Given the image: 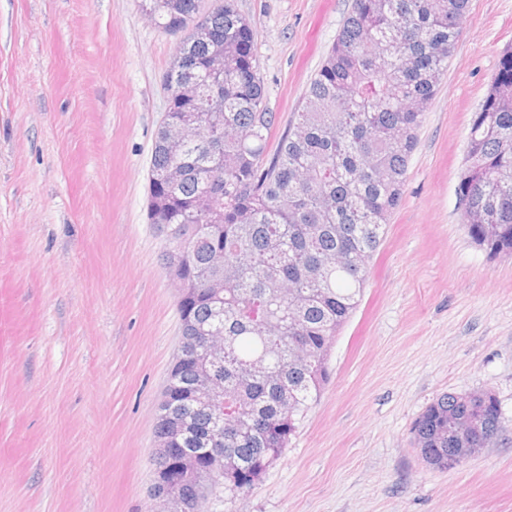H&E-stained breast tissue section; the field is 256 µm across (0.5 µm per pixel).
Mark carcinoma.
<instances>
[{"label":"carcinoma","mask_w":512,"mask_h":512,"mask_svg":"<svg viewBox=\"0 0 512 512\" xmlns=\"http://www.w3.org/2000/svg\"><path fill=\"white\" fill-rule=\"evenodd\" d=\"M469 0H352L336 41L311 80L294 121L267 154L275 115L253 53L254 23L234 0L203 15L202 0H139L156 25L184 33L180 65L166 73L168 124L197 113L203 127L183 152L163 129L152 147L148 215L163 260L194 289L177 302L180 331L224 337L211 367L215 400L193 398L197 365L174 362L158 413L184 419L180 449L198 473L181 476L187 501L231 503L287 447L329 380L328 359L357 309L368 265L398 208L423 115L462 35ZM224 69L211 75V52ZM204 193L208 212L196 210ZM457 196L480 245L496 228L495 256L512 257V47L472 113ZM509 430L490 393H447L414 424L423 460L459 465ZM153 476L178 473L177 450L157 418ZM224 450V463L210 449Z\"/></svg>","instance_id":"cac0c4a2"}]
</instances>
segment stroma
<instances>
[{"label":"stroma","instance_id":"35a3bbf8","mask_svg":"<svg viewBox=\"0 0 512 512\" xmlns=\"http://www.w3.org/2000/svg\"><path fill=\"white\" fill-rule=\"evenodd\" d=\"M235 6L286 128L351 0ZM462 27L331 381L235 512H512V434L450 469L413 434L446 393L512 422V258L471 242L456 195L512 0H470ZM178 42L138 0H0V512L153 508L180 319L148 171Z\"/></svg>","mask_w":512,"mask_h":512}]
</instances>
